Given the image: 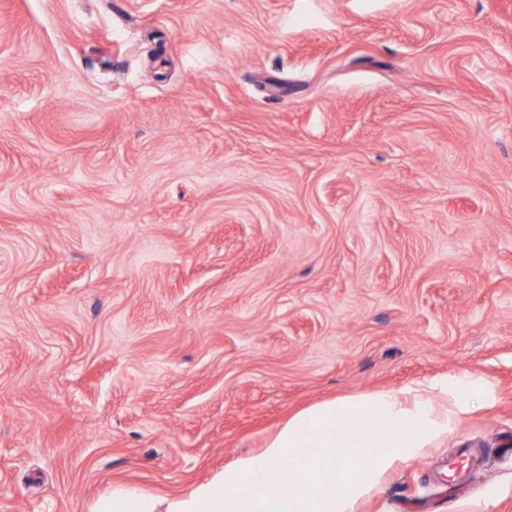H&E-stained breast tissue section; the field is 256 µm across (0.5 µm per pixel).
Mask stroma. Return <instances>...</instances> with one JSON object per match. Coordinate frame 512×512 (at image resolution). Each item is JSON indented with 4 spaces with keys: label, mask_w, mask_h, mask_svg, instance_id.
<instances>
[{
    "label": "stroma",
    "mask_w": 512,
    "mask_h": 512,
    "mask_svg": "<svg viewBox=\"0 0 512 512\" xmlns=\"http://www.w3.org/2000/svg\"><path fill=\"white\" fill-rule=\"evenodd\" d=\"M464 373L359 512H512V0H0V512Z\"/></svg>",
    "instance_id": "obj_1"
}]
</instances>
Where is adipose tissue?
Listing matches in <instances>:
<instances>
[{
  "mask_svg": "<svg viewBox=\"0 0 512 512\" xmlns=\"http://www.w3.org/2000/svg\"><path fill=\"white\" fill-rule=\"evenodd\" d=\"M493 384L452 375L331 399L292 415L254 455L165 500L116 486L96 512H357L402 463L444 441Z\"/></svg>",
  "mask_w": 512,
  "mask_h": 512,
  "instance_id": "adipose-tissue-1",
  "label": "adipose tissue"
}]
</instances>
